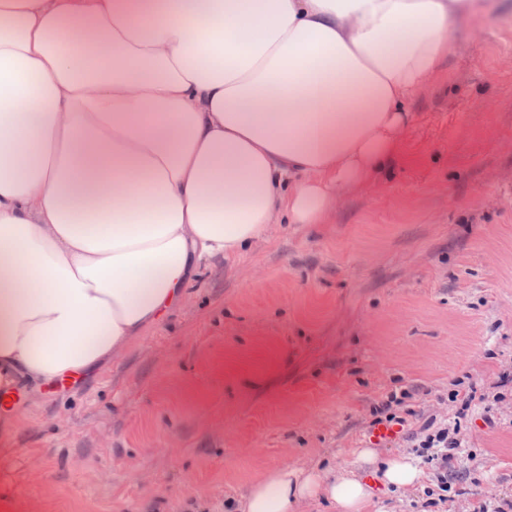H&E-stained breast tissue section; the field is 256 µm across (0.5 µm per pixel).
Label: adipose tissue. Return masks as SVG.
Instances as JSON below:
<instances>
[{
    "label": "adipose tissue",
    "instance_id": "1",
    "mask_svg": "<svg viewBox=\"0 0 512 512\" xmlns=\"http://www.w3.org/2000/svg\"><path fill=\"white\" fill-rule=\"evenodd\" d=\"M496 0H0V400L120 357L216 257L325 223ZM406 453L282 465L230 512H390Z\"/></svg>",
    "mask_w": 512,
    "mask_h": 512
}]
</instances>
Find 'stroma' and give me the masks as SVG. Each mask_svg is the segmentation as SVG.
<instances>
[{
    "label": "stroma",
    "mask_w": 512,
    "mask_h": 512,
    "mask_svg": "<svg viewBox=\"0 0 512 512\" xmlns=\"http://www.w3.org/2000/svg\"><path fill=\"white\" fill-rule=\"evenodd\" d=\"M453 38L381 186L212 259L121 359L23 404L15 512H226L270 468L370 446L447 476V512H512V12Z\"/></svg>",
    "instance_id": "1"
}]
</instances>
